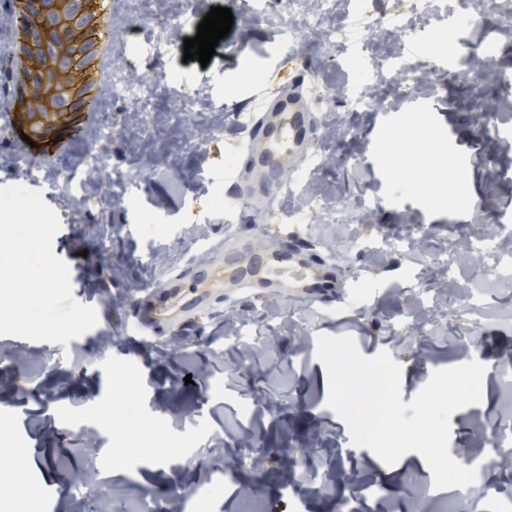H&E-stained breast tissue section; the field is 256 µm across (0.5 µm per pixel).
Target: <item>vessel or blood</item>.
<instances>
[{"instance_id": "1", "label": "vessel or blood", "mask_w": 512, "mask_h": 512, "mask_svg": "<svg viewBox=\"0 0 512 512\" xmlns=\"http://www.w3.org/2000/svg\"><path fill=\"white\" fill-rule=\"evenodd\" d=\"M261 110L259 169L268 175L284 164L292 170L302 167L312 154L315 117L301 85H294L288 95L265 97ZM235 253L233 262L217 259L202 270L189 268L171 275L164 287L137 298L131 307V331L153 336L197 324L214 304L223 301L228 282L245 288L259 284L275 292L322 300L336 295L339 283L334 266L312 260L299 248L256 257L242 245Z\"/></svg>"}]
</instances>
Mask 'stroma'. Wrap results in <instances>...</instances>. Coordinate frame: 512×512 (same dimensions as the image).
Wrapping results in <instances>:
<instances>
[{"label":"stroma","instance_id":"1","mask_svg":"<svg viewBox=\"0 0 512 512\" xmlns=\"http://www.w3.org/2000/svg\"><path fill=\"white\" fill-rule=\"evenodd\" d=\"M368 22L346 0L311 27L316 0H269L255 13L248 0H120L113 38L137 46L112 58V73L149 86L118 99L104 86L98 124L116 113L142 114L144 127L124 124L110 139L81 140L39 164L12 161V138L0 140V186L31 187L53 208L61 228L52 249L70 266L73 295L96 308L98 323L68 344L0 336V431L29 453L24 482L41 487L33 504L14 512H334L349 499L357 512H412L428 502L444 512L457 488L447 468L403 467L398 484L384 481L375 455L351 444L347 424L326 405L314 379L318 335H351L364 356L389 351L402 366V400L431 373L476 359L487 367L479 404L452 414L449 452L491 435L512 406V275H490L443 260L461 240L512 225V84L474 71L461 60L493 58L512 73V0H491L483 25L462 23L444 8L410 16L396 37L386 12L402 0H359ZM234 24L207 65L184 61V41L214 7ZM293 25L294 38L281 36ZM344 30L347 43L330 42ZM454 54L430 53L439 35ZM165 49L149 51L156 41ZM412 65L421 82L395 88L378 79L391 61ZM262 77L242 82L253 62ZM299 79L318 118L314 161L281 173L279 191L256 210L241 196L253 183L247 145L259 101L271 88ZM392 106L354 110L368 87ZM503 112L485 116L486 103ZM411 145H446L461 166L469 199L432 202L391 173L382 147L393 134ZM510 151H500V144ZM101 151L104 170L88 175L84 159ZM75 172L76 185L62 178ZM295 229L307 253L332 263L347 289L310 301L287 293L227 285L202 327L139 341L126 325L140 289L163 285L183 263L203 267L233 238L254 251L287 245ZM415 234L416 255L395 252L394 239ZM483 297L465 309L467 295ZM137 377L123 420H154L172 451L142 444L123 473L112 471V427L97 417L112 398L118 373ZM192 384H185V377ZM483 489L469 493V512H487L486 493L512 496V465L490 462Z\"/></svg>","mask_w":512,"mask_h":512}]
</instances>
